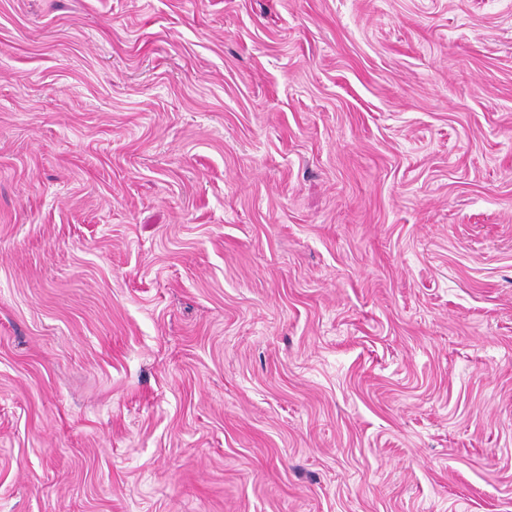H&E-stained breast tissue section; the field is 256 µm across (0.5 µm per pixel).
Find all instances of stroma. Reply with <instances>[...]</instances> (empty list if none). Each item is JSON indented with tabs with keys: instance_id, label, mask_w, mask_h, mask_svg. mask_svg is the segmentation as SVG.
Instances as JSON below:
<instances>
[{
	"instance_id": "35a3bbf8",
	"label": "stroma",
	"mask_w": 512,
	"mask_h": 512,
	"mask_svg": "<svg viewBox=\"0 0 512 512\" xmlns=\"http://www.w3.org/2000/svg\"><path fill=\"white\" fill-rule=\"evenodd\" d=\"M0 512H512V0H0Z\"/></svg>"
}]
</instances>
